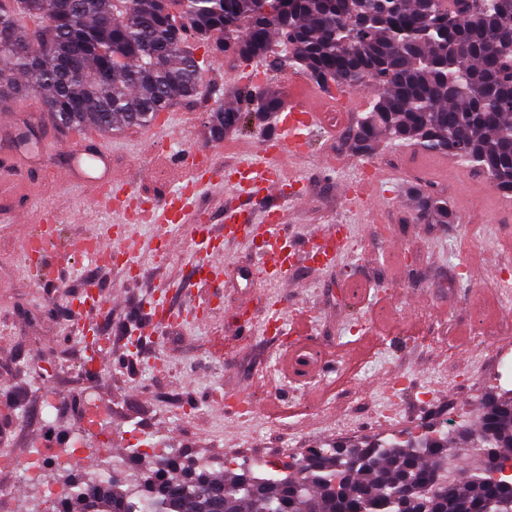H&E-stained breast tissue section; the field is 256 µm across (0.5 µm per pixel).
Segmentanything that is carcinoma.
I'll use <instances>...</instances> for the list:
<instances>
[{
  "label": "carcinoma",
  "mask_w": 512,
  "mask_h": 512,
  "mask_svg": "<svg viewBox=\"0 0 512 512\" xmlns=\"http://www.w3.org/2000/svg\"><path fill=\"white\" fill-rule=\"evenodd\" d=\"M39 20L17 25L0 7V97H42L61 128L82 133L148 125L174 100L203 90L205 62L187 33L212 55L242 64L285 46L288 69L328 89L379 88L348 132L352 150L372 154L384 139L448 155L487 174L512 195V0H14ZM269 127L284 106L274 86L250 85ZM240 109L210 114L216 139L237 129ZM420 214L449 224L448 200L411 189ZM423 447L363 442L308 450L288 465L276 495L253 467L210 472L166 462L130 500L117 480L79 494L64 512H158L167 497L194 496L175 512H512V475L455 463L459 480L432 492L434 470L451 448L512 460V397L491 395L474 422L421 434ZM256 487L243 495L240 487Z\"/></svg>",
  "instance_id": "1"
}]
</instances>
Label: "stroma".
<instances>
[{
  "instance_id": "stroma-1",
  "label": "stroma",
  "mask_w": 512,
  "mask_h": 512,
  "mask_svg": "<svg viewBox=\"0 0 512 512\" xmlns=\"http://www.w3.org/2000/svg\"><path fill=\"white\" fill-rule=\"evenodd\" d=\"M235 67L212 57L207 89L169 110L165 143L170 153L209 152L232 166L247 158L266 134L252 120L224 138L209 133L210 111L235 89ZM112 145L114 170L135 174L150 166L140 128L122 129ZM40 97L20 102L10 124L0 123V165L24 152L26 179L0 183V456L25 455L44 427V393L67 405L58 421L80 423L85 393L111 402L103 431L87 435L79 472L99 468L94 449L101 432L113 456L147 447L142 469L163 464L161 448L214 472L243 454L265 450L256 476L284 471L304 449L364 440H406L415 421L457 397L465 418L476 419L487 395L512 393V376L495 381L488 371L494 350L512 349V309L487 321L484 338L474 327L476 291L512 298V197L490 188L482 172L416 147L381 146L355 155L344 133H313L309 153L283 157L289 183L303 187L304 204H285L288 234L297 249L293 274L268 280L258 273V242L224 239V205L237 199L255 220L266 204L222 184L199 191L195 211L208 215L211 236L224 246L221 284L205 280L192 255V227L175 225L177 246L168 255L142 250L135 267L74 258L60 281L39 285L23 254L25 225L18 211L40 217L55 211L59 239L108 236L115 222L94 211L75 187L55 185L63 165L52 143ZM374 182L381 200L369 208L353 197ZM448 200L454 221L431 224L417 211L409 188ZM340 225L349 240L334 264L313 267L308 238L317 228ZM371 289L362 304L350 301L346 283ZM287 299L286 320L313 336L329 365L314 388L286 378L277 366L288 338L267 331V313ZM101 332L90 347L85 331ZM0 493L19 512H53L45 485L0 474Z\"/></svg>"
}]
</instances>
